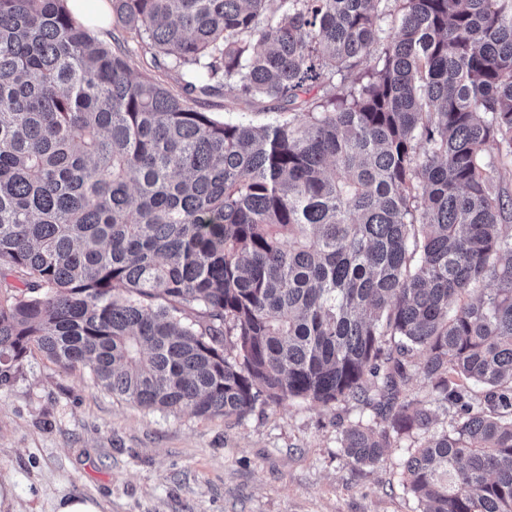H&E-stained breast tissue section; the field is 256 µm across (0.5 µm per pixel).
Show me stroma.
Masks as SVG:
<instances>
[{"mask_svg": "<svg viewBox=\"0 0 512 512\" xmlns=\"http://www.w3.org/2000/svg\"><path fill=\"white\" fill-rule=\"evenodd\" d=\"M194 101L218 120L273 121L278 105ZM353 400L324 408L288 401L243 417L147 410L32 350L0 384V512H54L87 497L106 512H419L404 487L403 451L351 465L340 447Z\"/></svg>", "mask_w": 512, "mask_h": 512, "instance_id": "stroma-1", "label": "stroma"}]
</instances>
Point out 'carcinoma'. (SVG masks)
Wrapping results in <instances>:
<instances>
[{
  "label": "carcinoma",
  "instance_id": "carcinoma-1",
  "mask_svg": "<svg viewBox=\"0 0 512 512\" xmlns=\"http://www.w3.org/2000/svg\"><path fill=\"white\" fill-rule=\"evenodd\" d=\"M64 2L0 0V268L30 292L0 382L35 346L145 409L243 416L368 400L422 350L432 404L348 424L344 455L415 435L421 512H512V0H110L178 95ZM223 90L282 110L187 104ZM230 95L223 90V93L217 96L197 99L189 102L194 109L207 112L211 117L224 121L227 120H248L253 123H267L273 121L277 116L279 104L274 102H265L258 108H249L243 104L236 105L231 111L228 110ZM265 108V111L263 110Z\"/></svg>",
  "mask_w": 512,
  "mask_h": 512
}]
</instances>
